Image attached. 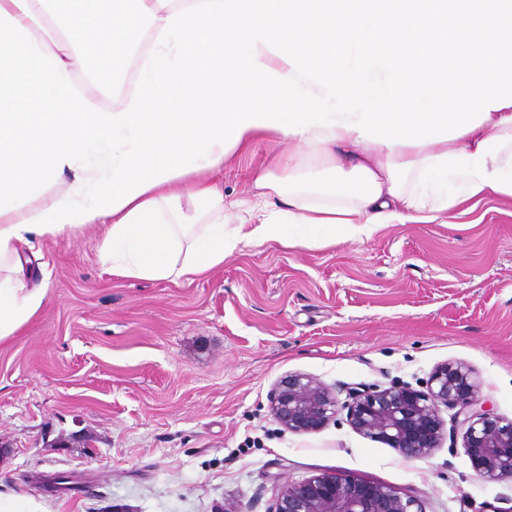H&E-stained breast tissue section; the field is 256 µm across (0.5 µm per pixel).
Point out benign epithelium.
Masks as SVG:
<instances>
[{
  "instance_id": "1",
  "label": "benign epithelium",
  "mask_w": 512,
  "mask_h": 512,
  "mask_svg": "<svg viewBox=\"0 0 512 512\" xmlns=\"http://www.w3.org/2000/svg\"><path fill=\"white\" fill-rule=\"evenodd\" d=\"M478 403L469 369L445 363L432 371L425 393L406 387L363 389L341 407L359 432L406 458L420 459L429 456L439 440L438 406L453 405L466 426L465 448L479 474L512 479V421L493 416ZM341 407L327 387L301 374L281 380L271 397L273 416L294 432L319 430ZM414 505L389 487L323 473L283 486L275 512H422Z\"/></svg>"
}]
</instances>
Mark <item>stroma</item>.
<instances>
[{
    "label": "stroma",
    "instance_id": "stroma-1",
    "mask_svg": "<svg viewBox=\"0 0 512 512\" xmlns=\"http://www.w3.org/2000/svg\"><path fill=\"white\" fill-rule=\"evenodd\" d=\"M287 145L266 140L217 179L226 200ZM47 301L0 343V496L49 512H274L286 484L338 472L422 512H512L483 477L452 405L437 448L403 457L338 412L298 433L273 417L284 377L347 401L425 390L441 363L512 420V215L480 203L457 224H394L326 250L275 243L178 285L113 275L85 229L34 244Z\"/></svg>",
    "mask_w": 512,
    "mask_h": 512
}]
</instances>
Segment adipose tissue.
Masks as SVG:
<instances>
[{
  "label": "adipose tissue",
  "mask_w": 512,
  "mask_h": 512,
  "mask_svg": "<svg viewBox=\"0 0 512 512\" xmlns=\"http://www.w3.org/2000/svg\"><path fill=\"white\" fill-rule=\"evenodd\" d=\"M196 0H0L36 38L45 55L57 56L71 80L131 63L130 50L158 36L167 16ZM262 139L288 142L277 171L255 174L254 200L238 205L235 223L224 221V192L209 180L221 172L217 160L153 186L123 208L94 217L103 232L102 262L115 275L173 283L190 282L223 263L226 256L268 242L285 248L327 249L372 237L392 224H444L493 197L512 203V106L490 111L487 120L461 137L443 142L387 146L340 127H313L287 134L268 126L245 128L231 155ZM315 156L333 179L317 198L283 185L316 181L303 155ZM76 172L64 168L57 184L38 199L0 215V231L51 207L73 186ZM37 232L9 238L0 268V342L15 336L43 308L46 286L28 283V253Z\"/></svg>",
  "instance_id": "adipose-tissue-1"
}]
</instances>
